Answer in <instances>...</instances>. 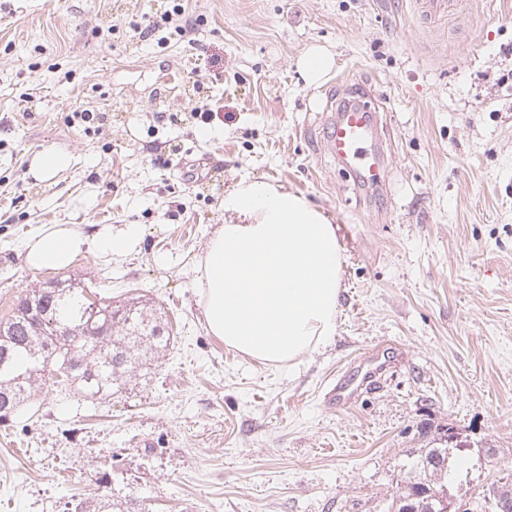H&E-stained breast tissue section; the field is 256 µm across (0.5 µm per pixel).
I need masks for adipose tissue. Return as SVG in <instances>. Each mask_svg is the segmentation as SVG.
Masks as SVG:
<instances>
[{
  "label": "adipose tissue",
  "mask_w": 512,
  "mask_h": 512,
  "mask_svg": "<svg viewBox=\"0 0 512 512\" xmlns=\"http://www.w3.org/2000/svg\"><path fill=\"white\" fill-rule=\"evenodd\" d=\"M228 223L210 236L197 264L209 332L263 362L281 363L317 349L336 333L341 253L337 227L311 201L263 180L224 198ZM60 226L31 238L35 270L63 268L86 246Z\"/></svg>",
  "instance_id": "1"
}]
</instances>
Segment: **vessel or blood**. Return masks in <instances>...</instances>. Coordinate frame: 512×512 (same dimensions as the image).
<instances>
[{"label": "vessel or blood", "mask_w": 512, "mask_h": 512, "mask_svg": "<svg viewBox=\"0 0 512 512\" xmlns=\"http://www.w3.org/2000/svg\"><path fill=\"white\" fill-rule=\"evenodd\" d=\"M419 13L432 24L455 20L468 12L469 0H416ZM323 149L348 169L355 182L376 188L381 186L388 158L381 119L369 102L345 99L332 105ZM362 378L343 373L328 386L324 400L328 406L341 409L354 405L365 388L379 383L386 372L378 355L366 360Z\"/></svg>", "instance_id": "vessel-or-blood-1"}]
</instances>
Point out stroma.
<instances>
[{
  "label": "stroma",
  "instance_id": "stroma-1",
  "mask_svg": "<svg viewBox=\"0 0 512 512\" xmlns=\"http://www.w3.org/2000/svg\"><path fill=\"white\" fill-rule=\"evenodd\" d=\"M170 0H0V319L54 279L144 295L171 324L165 356L106 399L53 387L0 424V512H387L422 426L454 428L447 491L475 508L512 471V0L425 26L414 0H189L191 38L135 37ZM335 63L316 84L299 60ZM373 96L393 158L357 187L320 144L331 96ZM212 111L209 123L196 110ZM93 112L92 128L69 124ZM43 153L68 155L50 180ZM264 179L338 227L333 339L290 364L224 346L204 321L197 259L224 196ZM136 225L121 253L27 267L30 238ZM404 358L332 410L348 363Z\"/></svg>",
  "mask_w": 512,
  "mask_h": 512
}]
</instances>
